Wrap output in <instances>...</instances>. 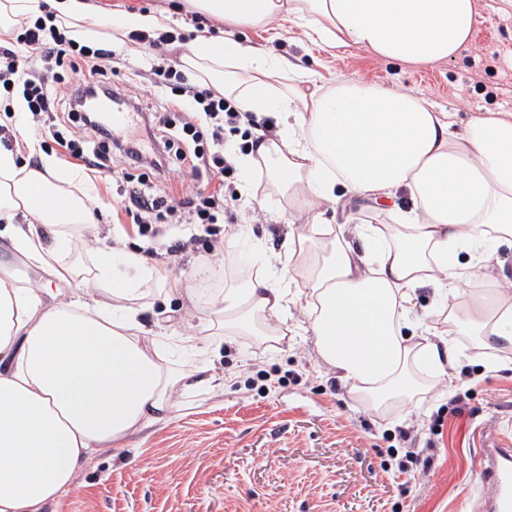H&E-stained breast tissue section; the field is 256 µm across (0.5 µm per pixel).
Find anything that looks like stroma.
<instances>
[{
    "instance_id": "obj_1",
    "label": "stroma",
    "mask_w": 512,
    "mask_h": 512,
    "mask_svg": "<svg viewBox=\"0 0 512 512\" xmlns=\"http://www.w3.org/2000/svg\"><path fill=\"white\" fill-rule=\"evenodd\" d=\"M96 2L100 11L87 24L86 46L118 40L108 20L134 10L164 18L178 37V46L159 54L129 50L126 65L112 76L151 106L174 100L171 88L150 81L152 68L203 35L284 56L325 81L345 77L417 91L439 110L456 113L461 124L488 111L512 113V0H477L474 48L426 66L387 62L353 47H318L284 21L271 31L238 27L189 9L184 0ZM88 176L97 222L81 227L75 255L89 259L115 232L188 285L189 294L145 305L138 314L147 328L187 342L199 333L200 312L237 278L225 246L264 250L287 230L288 206L263 175L248 180L238 172L228 179V191L240 198L237 224L157 223L143 235L115 181L95 170ZM241 225L251 227V239L236 237ZM176 239L184 248L174 254L168 246ZM307 322L304 305L293 303L281 343L225 337L212 352L223 388L177 393L168 419L145 428L118 454L90 460L74 490L46 512H483L472 464L483 445L512 442V344L481 349L450 337L460 378L455 390L437 383L382 417L321 360ZM412 448L429 462L408 481L396 470Z\"/></svg>"
}]
</instances>
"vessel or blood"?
<instances>
[{"instance_id": "1", "label": "vessel or blood", "mask_w": 512, "mask_h": 512, "mask_svg": "<svg viewBox=\"0 0 512 512\" xmlns=\"http://www.w3.org/2000/svg\"><path fill=\"white\" fill-rule=\"evenodd\" d=\"M95 107L112 130H124L131 121L130 113L113 104L111 98L98 100ZM473 467L480 479L487 512H512V445L499 442L481 449Z\"/></svg>"}]
</instances>
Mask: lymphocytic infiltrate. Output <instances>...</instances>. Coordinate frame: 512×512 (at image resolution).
I'll return each instance as SVG.
<instances>
[{
  "label": "lymphocytic infiltrate",
  "mask_w": 512,
  "mask_h": 512,
  "mask_svg": "<svg viewBox=\"0 0 512 512\" xmlns=\"http://www.w3.org/2000/svg\"><path fill=\"white\" fill-rule=\"evenodd\" d=\"M20 41L26 47L22 54L0 45V85L20 86L33 120L41 123L44 132L52 134L72 158L88 169L108 173L124 165L160 166V159L147 154L144 143L149 140L170 149L173 122L166 109L145 110L135 92L113 84L111 75L118 60L113 47L77 45L59 27L40 19L25 26ZM180 66V60L173 59L153 71L155 85L177 80V92L188 105L182 133L194 146L177 152L176 157L188 173L205 168L213 179L224 180L234 167L226 156L199 147L197 123H214L213 136L220 143L225 127L235 128L243 122L252 126L256 120L252 114L238 111L223 94L190 80ZM102 95L119 99L128 109L142 114V136H118L100 124L88 104Z\"/></svg>",
  "instance_id": "lymphocytic-infiltrate-1"
}]
</instances>
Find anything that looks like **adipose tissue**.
I'll return each mask as SVG.
<instances>
[{"instance_id":"1","label":"adipose tissue","mask_w":512,"mask_h":512,"mask_svg":"<svg viewBox=\"0 0 512 512\" xmlns=\"http://www.w3.org/2000/svg\"><path fill=\"white\" fill-rule=\"evenodd\" d=\"M196 10L243 27L276 19L314 44L355 47L404 65L445 63L473 45L476 0H190ZM50 12L75 38L95 17L94 0H0V38L15 18ZM182 61L187 71L242 112L273 121L267 137L238 158L263 167L289 210L311 216L267 265L225 289L206 316L213 336L281 341L289 300L304 304L322 361L374 410L400 408L427 389L425 370L456 383L436 337L464 332L481 342L512 343V288L469 292L492 247L512 242V114L490 112L456 132V115L409 91L344 77L324 82L285 58L233 39L200 38ZM76 174L55 159L30 166L0 147V240L47 276L39 288L0 277V512H44L75 488L80 467L124 448L173 410L189 375L208 392L224 385L194 345L190 372L162 364L165 334L146 336L137 319L141 294L119 270L155 280L160 296L183 291L165 269L149 268L122 242L97 248L85 275L70 257L78 225L93 214L62 190ZM384 208L389 221L359 224L353 239L321 224L352 200ZM101 287L81 296L83 278ZM71 291L59 298L58 287ZM432 289L442 314H417V291Z\"/></svg>"}]
</instances>
